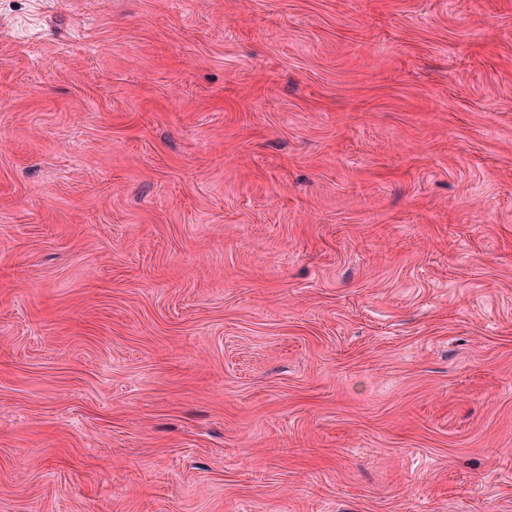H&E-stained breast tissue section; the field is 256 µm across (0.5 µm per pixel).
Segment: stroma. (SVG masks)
I'll return each mask as SVG.
<instances>
[{"label": "stroma", "mask_w": 512, "mask_h": 512, "mask_svg": "<svg viewBox=\"0 0 512 512\" xmlns=\"http://www.w3.org/2000/svg\"><path fill=\"white\" fill-rule=\"evenodd\" d=\"M0 512H512V0H0Z\"/></svg>", "instance_id": "obj_1"}]
</instances>
